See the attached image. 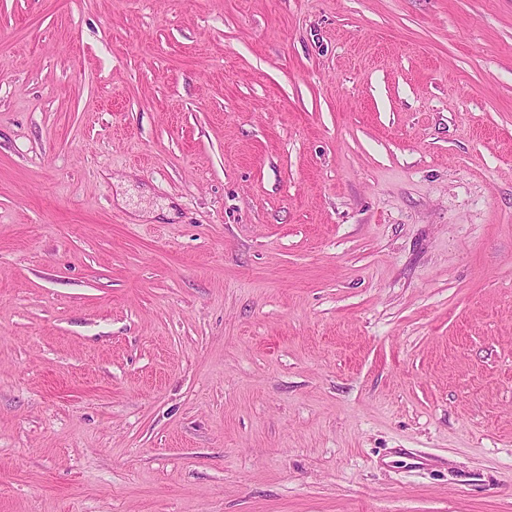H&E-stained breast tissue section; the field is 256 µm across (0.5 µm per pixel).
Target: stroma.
Returning a JSON list of instances; mask_svg holds the SVG:
<instances>
[{
	"label": "stroma",
	"mask_w": 512,
	"mask_h": 512,
	"mask_svg": "<svg viewBox=\"0 0 512 512\" xmlns=\"http://www.w3.org/2000/svg\"><path fill=\"white\" fill-rule=\"evenodd\" d=\"M0 512H512V0H0Z\"/></svg>",
	"instance_id": "stroma-1"
}]
</instances>
